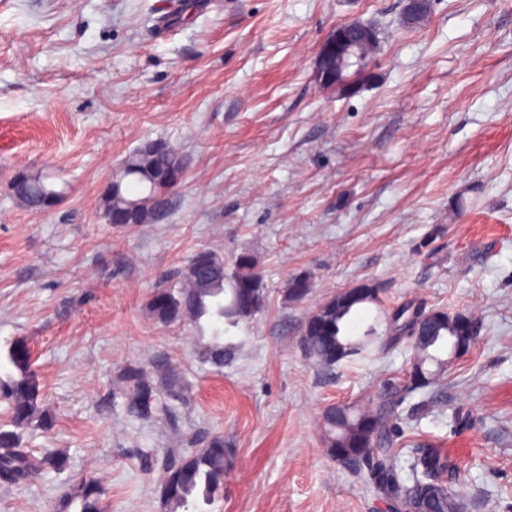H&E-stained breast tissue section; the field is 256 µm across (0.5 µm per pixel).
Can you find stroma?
I'll use <instances>...</instances> for the list:
<instances>
[{
    "label": "stroma",
    "instance_id": "stroma-1",
    "mask_svg": "<svg viewBox=\"0 0 512 512\" xmlns=\"http://www.w3.org/2000/svg\"><path fill=\"white\" fill-rule=\"evenodd\" d=\"M0 0V350L21 339L56 416L33 454L70 466L0 487V512H53L85 476L106 512H162V465L223 435L232 450L211 512H385L362 472L327 454L321 414L406 379L410 350L326 369L303 324L361 282L381 305L347 322L359 335L418 299L474 312L480 331L450 356L434 402L403 405L398 451L445 449L466 512H512V0ZM372 25L379 50L328 91L316 61L346 23ZM163 142L188 161L166 219L113 228L101 196L120 161ZM54 170L68 187L46 211L16 199L18 170ZM254 253L266 305L224 333V368L198 357L186 323L145 304L188 257ZM310 276L301 303L286 283ZM165 356L189 383L150 419L112 400L119 371Z\"/></svg>",
    "mask_w": 512,
    "mask_h": 512
}]
</instances>
